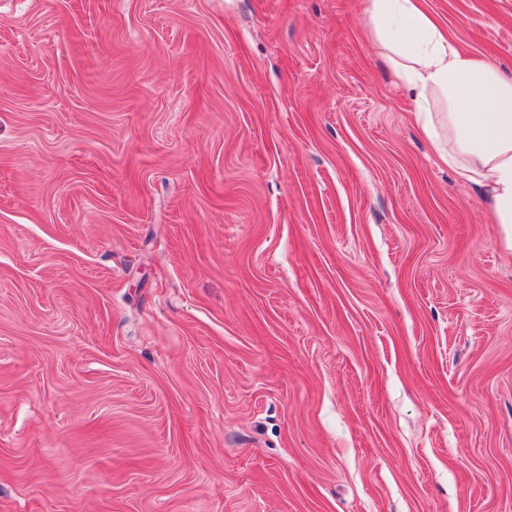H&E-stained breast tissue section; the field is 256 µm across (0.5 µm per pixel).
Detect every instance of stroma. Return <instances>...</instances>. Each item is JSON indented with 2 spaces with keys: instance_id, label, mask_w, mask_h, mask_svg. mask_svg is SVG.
<instances>
[{
  "instance_id": "stroma-1",
  "label": "stroma",
  "mask_w": 512,
  "mask_h": 512,
  "mask_svg": "<svg viewBox=\"0 0 512 512\" xmlns=\"http://www.w3.org/2000/svg\"><path fill=\"white\" fill-rule=\"evenodd\" d=\"M365 8L0 0V512H512V233Z\"/></svg>"
}]
</instances>
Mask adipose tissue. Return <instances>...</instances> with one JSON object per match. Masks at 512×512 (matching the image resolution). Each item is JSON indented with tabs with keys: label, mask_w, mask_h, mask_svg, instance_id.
Returning a JSON list of instances; mask_svg holds the SVG:
<instances>
[{
	"label": "adipose tissue",
	"mask_w": 512,
	"mask_h": 512,
	"mask_svg": "<svg viewBox=\"0 0 512 512\" xmlns=\"http://www.w3.org/2000/svg\"><path fill=\"white\" fill-rule=\"evenodd\" d=\"M366 18L439 158L512 225V74L460 53L420 0H367ZM436 95L448 106L440 120L428 107Z\"/></svg>",
	"instance_id": "obj_1"
}]
</instances>
